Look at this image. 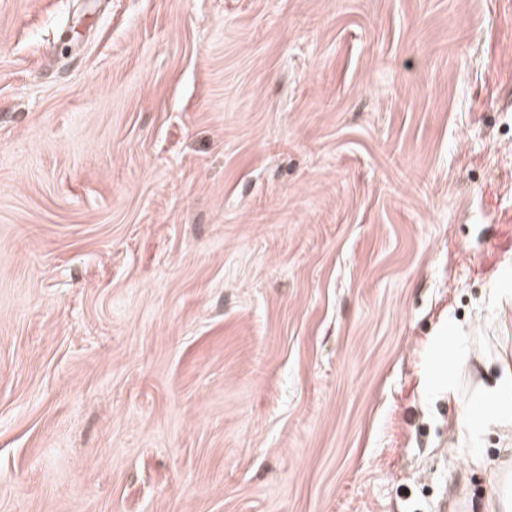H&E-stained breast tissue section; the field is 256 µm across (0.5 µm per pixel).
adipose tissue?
<instances>
[{
  "instance_id": "ef3b65f1",
  "label": "adipose tissue",
  "mask_w": 512,
  "mask_h": 512,
  "mask_svg": "<svg viewBox=\"0 0 512 512\" xmlns=\"http://www.w3.org/2000/svg\"><path fill=\"white\" fill-rule=\"evenodd\" d=\"M466 433L471 443H479L490 430L512 432V369L490 377L482 394L467 405Z\"/></svg>"
}]
</instances>
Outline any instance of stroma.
<instances>
[{
	"label": "stroma",
	"mask_w": 512,
	"mask_h": 512,
	"mask_svg": "<svg viewBox=\"0 0 512 512\" xmlns=\"http://www.w3.org/2000/svg\"><path fill=\"white\" fill-rule=\"evenodd\" d=\"M507 362L512 0H0V512H488ZM448 356L446 364V356H442L439 365H432L428 371V382L430 386L440 389L448 390L449 401H456L457 395L453 386L452 377L455 368L459 367L462 359L458 356L452 355L451 345L457 347L464 336H460V331L453 323L448 326ZM468 419L465 431L471 443L478 444L481 437L492 429H499L506 436V447L500 448L501 456L512 458V367H504L499 376L488 377L482 394L467 404Z\"/></svg>",
	"instance_id": "35a3bbf8"
}]
</instances>
